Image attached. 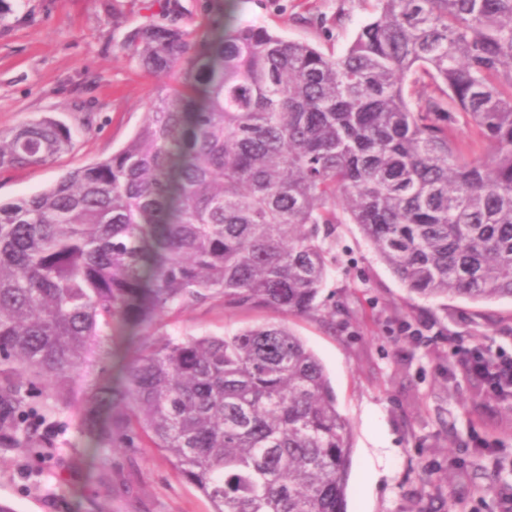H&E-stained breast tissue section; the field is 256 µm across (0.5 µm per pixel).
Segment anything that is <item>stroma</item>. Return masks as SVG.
I'll return each mask as SVG.
<instances>
[{"instance_id":"stroma-1","label":"stroma","mask_w":512,"mask_h":512,"mask_svg":"<svg viewBox=\"0 0 512 512\" xmlns=\"http://www.w3.org/2000/svg\"><path fill=\"white\" fill-rule=\"evenodd\" d=\"M372 16V0H16L0 25V132L49 117L75 140L43 167L0 172V201L38 193L135 134L160 80L120 50L131 27L200 34L222 19L338 54ZM335 252L321 297L348 316L287 324L321 360L352 426L347 512H495L497 493L512 492V437L490 453L477 441L499 435L512 411L488 399L460 352L512 355V300L412 295L353 224L337 225ZM273 318L212 301L176 311L164 330L222 336ZM39 435L40 466L30 449L0 447V502L13 512H211L154 449H113L105 471L74 414L53 415Z\"/></svg>"}]
</instances>
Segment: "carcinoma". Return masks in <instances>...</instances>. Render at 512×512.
I'll list each match as a JSON object with an SVG mask.
<instances>
[{"label": "carcinoma", "mask_w": 512, "mask_h": 512, "mask_svg": "<svg viewBox=\"0 0 512 512\" xmlns=\"http://www.w3.org/2000/svg\"><path fill=\"white\" fill-rule=\"evenodd\" d=\"M341 54L260 26L138 25L120 49L168 79L111 157L0 202V444L53 409L99 448H153L212 512H346L351 425L284 322L175 338V310L321 311L338 224L410 292L512 299V0H374ZM467 126L495 145L483 160ZM72 132H0V169ZM134 348L117 374L84 371ZM512 407V376L483 380Z\"/></svg>", "instance_id": "carcinoma-1"}]
</instances>
